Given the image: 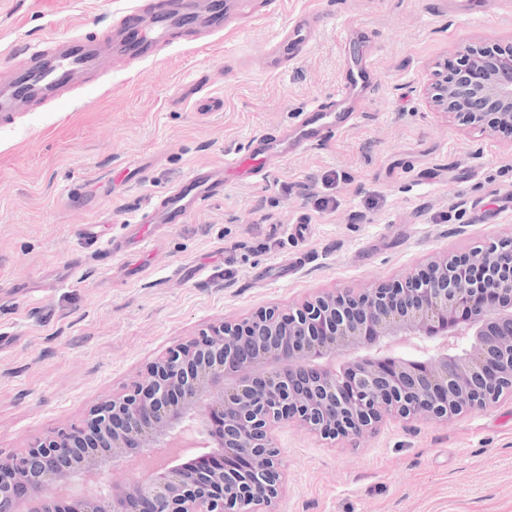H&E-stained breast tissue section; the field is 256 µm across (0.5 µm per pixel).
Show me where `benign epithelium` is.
<instances>
[{
	"label": "benign epithelium",
	"mask_w": 512,
	"mask_h": 512,
	"mask_svg": "<svg viewBox=\"0 0 512 512\" xmlns=\"http://www.w3.org/2000/svg\"><path fill=\"white\" fill-rule=\"evenodd\" d=\"M456 53V65L431 84V102L482 133L512 131V45L463 44ZM403 341L427 350L394 355ZM505 394L512 236L433 256L358 294L324 292L286 313L209 324L152 362L145 381L92 407L81 425L0 455V512H276L278 423L355 442L389 418L446 422ZM189 432L208 439L191 462L173 458L143 482L65 504L45 494L117 460L181 447Z\"/></svg>",
	"instance_id": "7a95c632"
}]
</instances>
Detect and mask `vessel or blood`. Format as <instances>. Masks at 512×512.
I'll use <instances>...</instances> for the list:
<instances>
[{"mask_svg":"<svg viewBox=\"0 0 512 512\" xmlns=\"http://www.w3.org/2000/svg\"><path fill=\"white\" fill-rule=\"evenodd\" d=\"M230 14L227 0H206L200 11L191 0H153L148 12L130 9L114 33L100 38L69 37L48 49L31 42L15 43V51L27 55L31 63L19 70L11 82L0 86V112H13L21 102L59 95L84 82L102 70L105 50L114 48L128 57L146 58L167 41L173 28L201 25L217 34L223 32ZM310 37L311 26L305 19L294 21L279 35L276 40L278 67H286L296 60ZM373 73L372 61H361L351 70L348 81L338 85L337 98L345 101L358 89L372 88ZM345 122L343 115L315 101L302 111L292 137H285L280 131L261 135L253 138L248 154L226 159L220 166L193 169L159 197L149 213L136 220V241H147L150 225L186 223L205 202L223 193L226 176L245 180L260 175L271 156L287 159L293 151L340 132Z\"/></svg>","mask_w":512,"mask_h":512,"instance_id":"1","label":"vessel or blood"}]
</instances>
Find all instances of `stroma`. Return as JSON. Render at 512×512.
I'll list each match as a JSON object with an SVG mask.
<instances>
[{
    "instance_id": "35a3bbf8",
    "label": "stroma",
    "mask_w": 512,
    "mask_h": 512,
    "mask_svg": "<svg viewBox=\"0 0 512 512\" xmlns=\"http://www.w3.org/2000/svg\"><path fill=\"white\" fill-rule=\"evenodd\" d=\"M146 0H0V85L19 40L99 36ZM281 0L272 15L0 116V454L79 423L169 347L321 291L358 292L439 253L512 231V140L435 109L425 89L459 44L512 43V0ZM323 24L288 69L266 50L299 15ZM356 26L339 45L345 21ZM372 49L378 87L358 120L224 192L147 246L131 223L199 166L246 153L332 103ZM287 278H279L280 269ZM277 512H512V400L446 422L390 420L329 446L286 423ZM122 459L76 497L139 480Z\"/></svg>"
}]
</instances>
